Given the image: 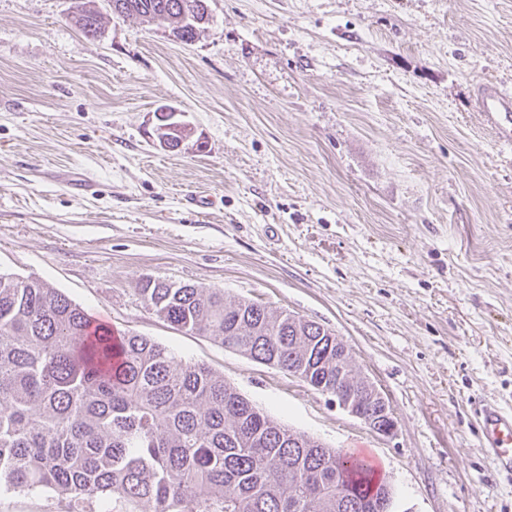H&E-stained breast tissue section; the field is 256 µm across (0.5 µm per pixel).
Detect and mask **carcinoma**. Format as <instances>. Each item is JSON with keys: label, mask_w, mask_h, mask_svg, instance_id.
Listing matches in <instances>:
<instances>
[{"label": "carcinoma", "mask_w": 512, "mask_h": 512, "mask_svg": "<svg viewBox=\"0 0 512 512\" xmlns=\"http://www.w3.org/2000/svg\"><path fill=\"white\" fill-rule=\"evenodd\" d=\"M194 41L207 0H105ZM98 0L71 21L104 33ZM143 304L178 330L296 374L333 332L224 291L150 277ZM369 465L257 408L224 375L134 333L116 336L56 289L0 273V486L53 492L65 512H365Z\"/></svg>", "instance_id": "cac0c4a2"}]
</instances>
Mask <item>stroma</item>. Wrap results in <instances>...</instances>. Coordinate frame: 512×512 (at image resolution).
Returning a JSON list of instances; mask_svg holds the SVG:
<instances>
[{
    "mask_svg": "<svg viewBox=\"0 0 512 512\" xmlns=\"http://www.w3.org/2000/svg\"><path fill=\"white\" fill-rule=\"evenodd\" d=\"M0 0V272L208 365L331 448L369 449L398 512H512L479 437L512 403V0H208L166 24ZM191 135L164 149L167 111ZM223 290L333 330L388 400L373 432L277 367L173 328L135 288ZM104 16L98 1H74L71 21L74 26L87 38H99L104 33ZM475 108L497 130L501 141L512 147L511 89L496 84L479 86L475 94Z\"/></svg>",
    "mask_w": 512,
    "mask_h": 512,
    "instance_id": "stroma-1",
    "label": "stroma"
}]
</instances>
